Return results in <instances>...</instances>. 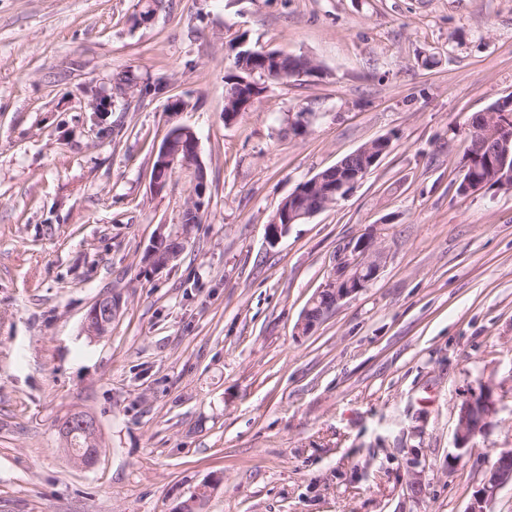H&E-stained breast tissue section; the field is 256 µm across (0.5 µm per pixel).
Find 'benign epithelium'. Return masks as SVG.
I'll list each match as a JSON object with an SVG mask.
<instances>
[{"label": "benign epithelium", "instance_id": "7a95c632", "mask_svg": "<svg viewBox=\"0 0 512 512\" xmlns=\"http://www.w3.org/2000/svg\"><path fill=\"white\" fill-rule=\"evenodd\" d=\"M259 63V66L250 71L247 78L240 79L243 93L240 99L243 106L250 107L260 97L258 91L262 84L255 79L256 73L262 77L277 79L284 75L302 77L317 72L314 65L283 71L279 68H270L268 51L250 50ZM482 135L474 144L466 149V161L462 177L463 188L470 192L482 188L474 176L471 175V159L487 152L489 154L507 152L512 149V114L509 112H485L482 114ZM387 150L386 140L379 138L372 143L361 147L352 155L351 160L342 161L332 167L326 175L320 174L300 184V187L283 199L278 206V216L283 219H274L273 223L266 225V237L271 242L278 241L288 232L290 225L304 221L315 215L310 207L309 197L317 192L330 204L337 197L347 194L354 186L364 179L370 169L377 164ZM204 168L200 158L199 140L196 133L186 126H174L171 133L159 148V162L153 175V187L157 192L163 191L176 171L193 173ZM192 193L185 209L192 220L178 225V230L172 231L162 224L155 232L147 250L146 259L156 269L170 265L178 254L170 247L172 241L186 242L192 226L198 222L204 205L207 191V181L204 179L192 180ZM381 253L376 248L371 233L366 232L355 239H351L339 247L336 254V267L320 288L313 294L298 323V329L307 334L319 324L328 314V310L320 308L314 310L313 305L321 297L331 301V306L361 292L376 277L380 269ZM122 308V297L114 293L99 295L88 310L84 327L88 334L104 336L112 328V322ZM493 385L485 383L480 392L471 391L460 399L463 407L458 411V425L456 437L458 447L463 448L480 431L468 424L467 409L478 403L487 410L493 409ZM62 433L70 438L78 432L86 437L87 449L80 458V462L87 467L95 465L102 448L100 446L99 426L94 416L81 413L67 425L61 426ZM512 485V449L499 452L497 462L487 473L482 487L476 491L473 501L467 512H489L488 504L496 493L506 485Z\"/></svg>", "mask_w": 512, "mask_h": 512}]
</instances>
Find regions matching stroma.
<instances>
[{
    "instance_id": "stroma-1",
    "label": "stroma",
    "mask_w": 512,
    "mask_h": 512,
    "mask_svg": "<svg viewBox=\"0 0 512 512\" xmlns=\"http://www.w3.org/2000/svg\"><path fill=\"white\" fill-rule=\"evenodd\" d=\"M241 44L320 71L225 123ZM125 70L168 90L89 112L83 89ZM506 97L512 0H0V512H177L215 475L203 512H467L512 448V190L458 185L472 117ZM174 125L199 138L206 206L156 269L188 194L152 186ZM385 136L347 196L268 241L298 185ZM368 231L377 277L301 333ZM107 291L122 309L88 335ZM480 379L494 409L462 455ZM74 411L99 424L91 468L58 433ZM121 308L122 297L120 295L110 292L99 295L86 314L85 330L93 336L107 335ZM492 393L493 385L489 382H485L481 393L479 391L467 392L460 399V402L463 403V407L460 411H458V425L456 431V437L458 440L457 448H463L462 450L467 452L469 448H465V445L476 435L482 433L485 430L484 428L482 431H479V429H474L468 424L467 409L469 406H475L476 403L479 402L487 408L488 414L490 415L493 409ZM460 402L457 404L458 410L460 408Z\"/></svg>"
}]
</instances>
